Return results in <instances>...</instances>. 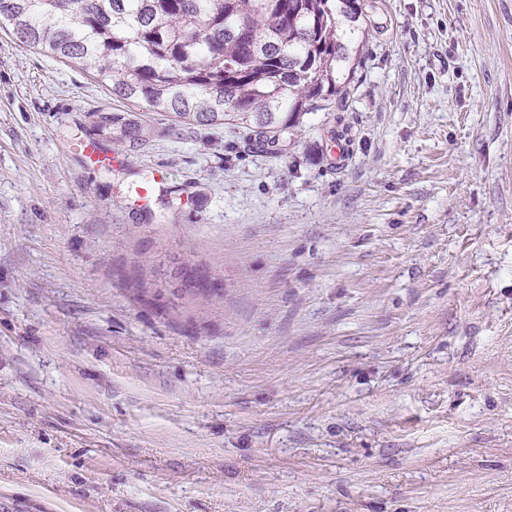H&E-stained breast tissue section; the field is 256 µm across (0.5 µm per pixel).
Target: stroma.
Listing matches in <instances>:
<instances>
[{
	"mask_svg": "<svg viewBox=\"0 0 512 512\" xmlns=\"http://www.w3.org/2000/svg\"><path fill=\"white\" fill-rule=\"evenodd\" d=\"M371 21L281 147L0 30V512H512V0ZM138 114L140 113L130 112L125 116L120 113L100 112L97 114V126L112 135V142L118 146L135 144L145 140L147 134Z\"/></svg>",
	"mask_w": 512,
	"mask_h": 512,
	"instance_id": "35a3bbf8",
	"label": "stroma"
}]
</instances>
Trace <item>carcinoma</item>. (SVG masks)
Instances as JSON below:
<instances>
[{
	"mask_svg": "<svg viewBox=\"0 0 512 512\" xmlns=\"http://www.w3.org/2000/svg\"><path fill=\"white\" fill-rule=\"evenodd\" d=\"M367 0H0L24 46L92 70L116 96L177 123L294 135L318 101L349 97L370 34ZM121 146L137 113L100 112Z\"/></svg>",
	"mask_w": 512,
	"mask_h": 512,
	"instance_id": "obj_1",
	"label": "carcinoma"
}]
</instances>
